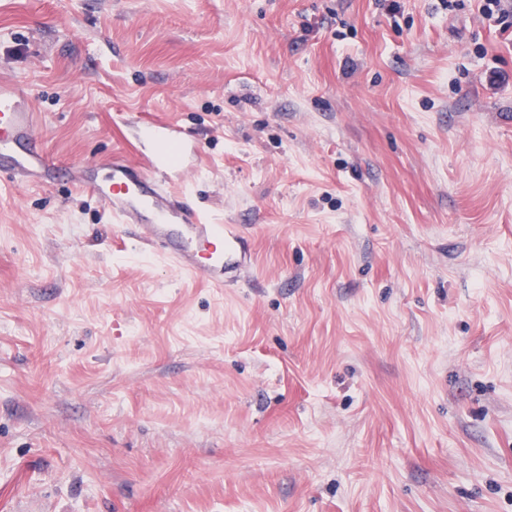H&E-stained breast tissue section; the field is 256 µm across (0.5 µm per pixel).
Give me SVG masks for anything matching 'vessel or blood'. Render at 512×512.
<instances>
[{
	"label": "vessel or blood",
	"mask_w": 512,
	"mask_h": 512,
	"mask_svg": "<svg viewBox=\"0 0 512 512\" xmlns=\"http://www.w3.org/2000/svg\"><path fill=\"white\" fill-rule=\"evenodd\" d=\"M30 98L27 87L0 83V171L27 185L47 184L59 165L37 142ZM138 132L157 146L147 167L116 156L107 163L105 178L80 170L74 181L102 197L119 223L140 228L135 250L165 257L182 271L219 287L235 281L237 270L247 262V242L240 227L209 220L169 189L171 172L188 153V142L171 123L144 119Z\"/></svg>",
	"instance_id": "obj_1"
}]
</instances>
